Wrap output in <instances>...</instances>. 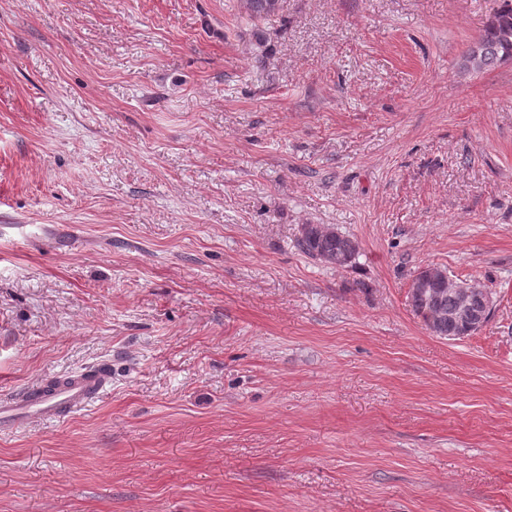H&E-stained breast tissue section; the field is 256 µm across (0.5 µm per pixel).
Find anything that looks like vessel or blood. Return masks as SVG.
Returning <instances> with one entry per match:
<instances>
[{"label":"vessel or blood","instance_id":"vessel-or-blood-1","mask_svg":"<svg viewBox=\"0 0 512 512\" xmlns=\"http://www.w3.org/2000/svg\"><path fill=\"white\" fill-rule=\"evenodd\" d=\"M109 383L107 369L100 366L64 376L51 389L41 382L31 385L29 400H0V425L13 429L33 419L48 421L77 412L107 394Z\"/></svg>","mask_w":512,"mask_h":512}]
</instances>
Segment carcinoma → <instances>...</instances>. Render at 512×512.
<instances>
[{"mask_svg":"<svg viewBox=\"0 0 512 512\" xmlns=\"http://www.w3.org/2000/svg\"><path fill=\"white\" fill-rule=\"evenodd\" d=\"M250 16L261 19L280 8L281 0H245ZM488 21L484 33L463 55V66L480 71L512 60V0ZM298 247L305 255L329 265L347 267L358 254V245L350 237L325 224H305L298 237ZM410 302L427 329L436 336L456 340L464 325L456 320L457 297L448 282L439 281L426 292L410 289Z\"/></svg>","mask_w":512,"mask_h":512,"instance_id":"obj_1","label":"carcinoma"}]
</instances>
